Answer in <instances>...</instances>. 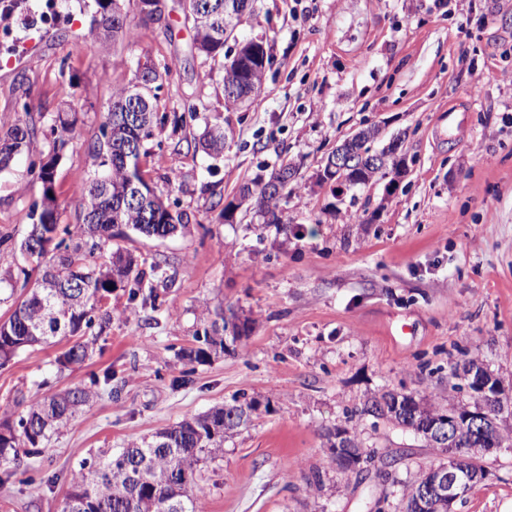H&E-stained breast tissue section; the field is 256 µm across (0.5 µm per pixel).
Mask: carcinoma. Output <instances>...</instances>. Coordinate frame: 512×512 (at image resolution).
Masks as SVG:
<instances>
[{"label":"carcinoma","mask_w":512,"mask_h":512,"mask_svg":"<svg viewBox=\"0 0 512 512\" xmlns=\"http://www.w3.org/2000/svg\"><path fill=\"white\" fill-rule=\"evenodd\" d=\"M161 0H153V9L140 18V24L126 20L119 8L121 0H97V25L112 38L133 44L139 37V25H146L161 13ZM186 17L194 30V50L198 55L225 58L221 81L225 86L226 106L236 110L246 104L244 96L261 90L270 56L261 48H243L240 62L235 54L224 52V20L227 12L240 16L252 12V0H184ZM173 63L145 64L137 77L139 96L132 97V86L113 89L109 111L99 126L96 141L87 160L96 176L84 189L80 199L81 224L77 233L84 244H66L73 236L70 226L58 224L55 199L49 195L55 164L71 140L77 117L74 112H60L50 126L53 154L46 162L31 164L43 183L41 210H32L37 223L30 224L20 250L31 258L44 257V244L54 243L55 261L45 269L32 287L22 285L23 298L8 320L0 322V367L19 353L35 346L48 345L58 336H72L76 341L57 357L58 368L81 365L90 358L93 348L84 336L93 330L103 332L112 315L100 313L104 295L112 292L113 272H119V284L143 288V272L131 252L118 247L108 259L97 262L101 244L127 236L131 230L147 237L165 238L185 228V214L173 210L175 204L163 200L143 178L142 162L147 157L146 142L167 115L159 114L158 92L172 71ZM35 129L13 124L0 126V172L9 167L12 156L25 152L34 155ZM198 144L213 159L224 156V126L206 124ZM295 167L289 163L273 170L268 181L281 186L278 196H265L261 183L242 188V198L253 200L264 223L288 229L280 209L283 195L295 189ZM210 327L196 337L207 348L189 349L182 357L190 363L201 362L207 349H224V332L242 339L249 332L248 321L234 315L224 317V309L211 312ZM439 395L422 401L411 393L381 391L368 398L348 417V437H340L339 428H327L324 437L329 448H359V418L378 416L414 432L424 439L436 457L450 448L512 447V428L500 422L503 401L474 389L471 399L456 405L443 403ZM91 389L76 386L51 393L30 405L17 421L0 420V460L19 455L38 454L39 444L51 430L64 426L78 410L90 406ZM257 409V402L237 399L214 408L204 415L183 420L157 432L149 441L133 443L119 453L92 463L83 462L72 474L69 492L61 512H203L205 493L200 486L201 464L224 454V437L246 425ZM481 412L489 422L487 437L470 430L465 423L449 434L426 435L432 426L449 417L464 418ZM428 468H420L397 482L395 494L409 510L427 480Z\"/></svg>","instance_id":"obj_1"}]
</instances>
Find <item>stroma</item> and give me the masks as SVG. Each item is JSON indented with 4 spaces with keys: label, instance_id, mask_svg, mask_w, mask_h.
Returning <instances> with one entry per match:
<instances>
[{
    "label": "stroma",
    "instance_id": "obj_1",
    "mask_svg": "<svg viewBox=\"0 0 512 512\" xmlns=\"http://www.w3.org/2000/svg\"><path fill=\"white\" fill-rule=\"evenodd\" d=\"M140 27L136 44L91 38L95 0H57L58 24L25 54L0 47V124L35 125L42 152L57 113L79 116L54 169L59 224L78 222L93 169L85 159L112 98L138 62L175 61L159 108L195 119L149 140L146 180L177 202L189 224L166 239L137 234L123 248L143 263L155 305L113 289L112 325L84 364L58 369L70 339L31 348L0 368V417L28 400L93 387L90 407L50 433L40 453L0 462V512H60L82 461L116 452L232 398L260 405L202 469L206 512H401L391 492L430 464L424 441L384 419L361 423L363 461L346 475L327 467L325 428L374 392L466 401L451 368L478 358L512 398V0H255L239 38L263 37L264 90L244 111L224 109L221 61L197 55L183 0ZM29 112H21L22 104ZM457 107L449 117V107ZM224 117V157L188 150L206 120ZM405 135L408 174L334 196L316 173L337 144L369 125ZM288 161L298 187L280 207L289 225L264 223L243 203L235 223L213 205ZM17 156L0 172V321L11 290L38 278L19 246L43 187ZM160 272H153V265ZM224 306L251 331L228 351L189 364ZM487 477L455 512H512V448L487 457ZM320 477L311 495L307 482Z\"/></svg>",
    "mask_w": 512,
    "mask_h": 512
}]
</instances>
